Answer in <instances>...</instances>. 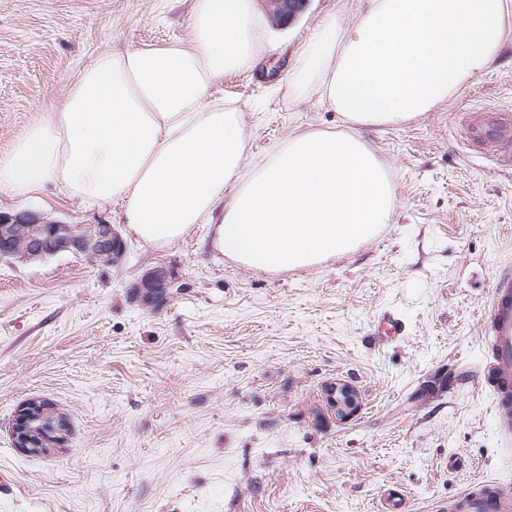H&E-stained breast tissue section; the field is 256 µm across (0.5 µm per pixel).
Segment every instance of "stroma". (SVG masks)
Returning a JSON list of instances; mask_svg holds the SVG:
<instances>
[{
  "label": "stroma",
  "mask_w": 512,
  "mask_h": 512,
  "mask_svg": "<svg viewBox=\"0 0 512 512\" xmlns=\"http://www.w3.org/2000/svg\"><path fill=\"white\" fill-rule=\"evenodd\" d=\"M366 0H306L271 26L273 48L217 81L239 109L247 157L303 132L351 125L287 94L288 60L318 23H349ZM192 0H0V154L100 51L189 35ZM512 113V43L448 103L365 132L387 167L391 224L348 254L257 272L217 252L211 225L164 247L126 238L113 265L59 253L0 261V512H405L495 478L512 483L485 374L481 317L512 277V145L469 150L472 118ZM119 202L83 205L54 189L0 211L86 228L116 224ZM175 275L168 301L130 298L151 267ZM396 339L376 334L385 316ZM344 380L362 405L328 410ZM67 421L47 452L16 448L27 400ZM326 400L330 410L339 420H348L360 409L357 390L350 383L338 380L326 387Z\"/></svg>",
  "instance_id": "stroma-1"
}]
</instances>
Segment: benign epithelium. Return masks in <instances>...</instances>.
<instances>
[{
  "mask_svg": "<svg viewBox=\"0 0 512 512\" xmlns=\"http://www.w3.org/2000/svg\"><path fill=\"white\" fill-rule=\"evenodd\" d=\"M305 0H265L271 18L281 20L301 10ZM124 242L110 224H97L84 230L72 224L47 220L41 214L24 210L0 211V260L37 259L61 252L86 255L103 265L116 263L123 255ZM172 272L163 265L145 272L134 285L133 299L144 308H156L170 297ZM326 400L339 420H348L360 409L357 390L350 383L338 380L326 387ZM38 403H27L17 414L13 425L15 446L25 452L39 443L37 428Z\"/></svg>",
  "mask_w": 512,
  "mask_h": 512,
  "instance_id": "7a95c632",
  "label": "benign epithelium"
}]
</instances>
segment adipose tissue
I'll return each instance as SVG.
<instances>
[{
  "label": "adipose tissue",
  "instance_id": "ef3b65f1",
  "mask_svg": "<svg viewBox=\"0 0 512 512\" xmlns=\"http://www.w3.org/2000/svg\"><path fill=\"white\" fill-rule=\"evenodd\" d=\"M511 17L512 0H368L351 23L324 19L292 56L288 95L352 132L289 136L245 172L242 115L212 88L254 67L265 20L253 0H193L187 41L98 53L0 156V190L120 201L128 235L151 245L210 224L215 248L255 271L313 265L392 220L393 186L363 130L454 98L497 61Z\"/></svg>",
  "mask_w": 512,
  "mask_h": 512
}]
</instances>
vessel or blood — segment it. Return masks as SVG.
Instances as JSON below:
<instances>
[{
    "mask_svg": "<svg viewBox=\"0 0 512 512\" xmlns=\"http://www.w3.org/2000/svg\"><path fill=\"white\" fill-rule=\"evenodd\" d=\"M466 146L496 149L512 139V120L501 117L493 121L468 123L463 132ZM484 340L490 349L487 373L494 380L496 407L512 406V279L499 280L493 289L492 302L482 319ZM447 512H512V492L495 480L450 497Z\"/></svg>",
    "mask_w": 512,
    "mask_h": 512,
    "instance_id": "obj_1",
    "label": "vessel or blood"
}]
</instances>
